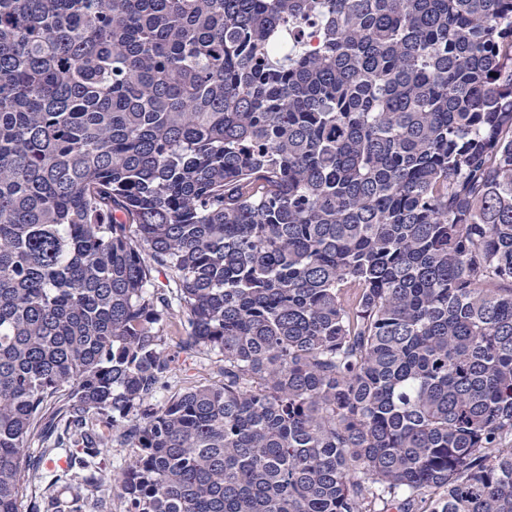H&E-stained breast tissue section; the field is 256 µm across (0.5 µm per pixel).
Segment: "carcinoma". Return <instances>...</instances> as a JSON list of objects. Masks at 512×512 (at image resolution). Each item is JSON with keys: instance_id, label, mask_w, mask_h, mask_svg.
Instances as JSON below:
<instances>
[{"instance_id": "1", "label": "carcinoma", "mask_w": 512, "mask_h": 512, "mask_svg": "<svg viewBox=\"0 0 512 512\" xmlns=\"http://www.w3.org/2000/svg\"><path fill=\"white\" fill-rule=\"evenodd\" d=\"M54 434L124 512H512V0H0V512ZM184 355L180 360L171 366L168 374L169 389L162 392L158 401H162L165 396L178 391H184L200 383L219 382L222 379L218 368L205 355H199L184 361ZM127 455L128 448L121 447L116 442H113L108 448H104L102 453L94 459L99 464L93 468L99 471L102 481L83 486V493L89 503L103 500L107 504V511L123 512L124 506L119 495L118 483L113 480L110 483L106 478L110 476L113 478L121 472V469L125 466ZM97 466L99 469H97Z\"/></svg>"}]
</instances>
